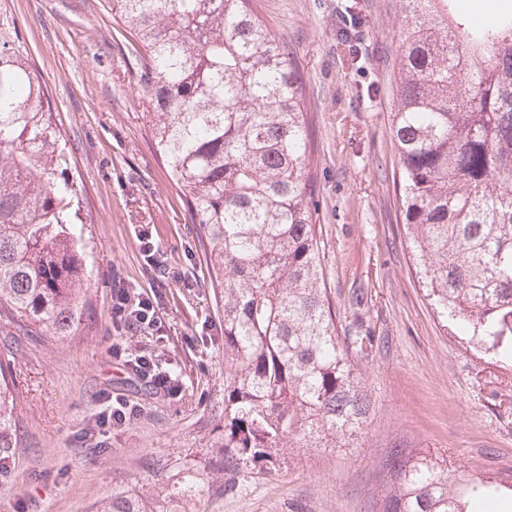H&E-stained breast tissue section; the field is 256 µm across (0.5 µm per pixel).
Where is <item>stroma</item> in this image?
<instances>
[{
  "label": "stroma",
  "instance_id": "stroma-1",
  "mask_svg": "<svg viewBox=\"0 0 512 512\" xmlns=\"http://www.w3.org/2000/svg\"><path fill=\"white\" fill-rule=\"evenodd\" d=\"M17 22L73 152L85 201L86 302L58 338L0 309L9 366V474L0 512H100L120 493L143 512H378L392 449L447 458L461 485L512 512V365L454 333L429 297L403 222L390 131L391 58L402 20L391 0H252L290 48L314 145L311 197L326 287L342 325L375 338L360 368L374 408L346 448H294L242 495L224 493V309L191 215L137 92L125 32L105 0H0ZM148 230L159 251L141 250ZM148 294L163 339L153 353L182 383L154 393L109 348L116 285ZM362 291V307L350 295ZM104 392L140 413L111 434L88 428Z\"/></svg>",
  "mask_w": 512,
  "mask_h": 512
}]
</instances>
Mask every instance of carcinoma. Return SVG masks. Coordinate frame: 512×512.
<instances>
[{
  "label": "carcinoma",
  "mask_w": 512,
  "mask_h": 512,
  "mask_svg": "<svg viewBox=\"0 0 512 512\" xmlns=\"http://www.w3.org/2000/svg\"><path fill=\"white\" fill-rule=\"evenodd\" d=\"M391 65L403 220L431 296L512 361V10L475 25L455 0H394ZM129 35L156 144L224 301V494L283 448H334L373 407L325 285L303 88L250 0H108ZM72 155L18 27L0 11V307L67 336L87 291ZM0 388V448L12 447ZM379 512H472L445 460L393 452ZM105 512H141L112 495Z\"/></svg>",
  "instance_id": "cac0c4a2"
}]
</instances>
